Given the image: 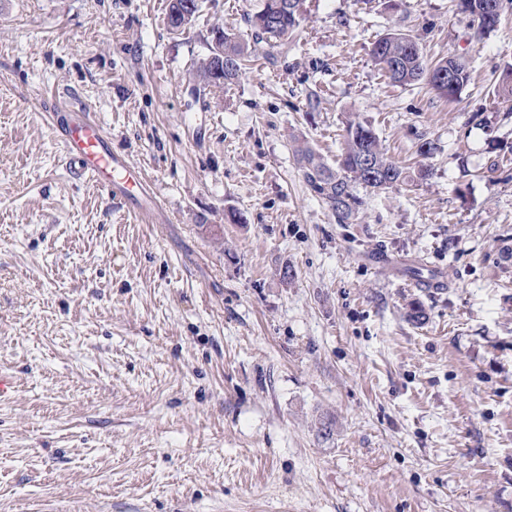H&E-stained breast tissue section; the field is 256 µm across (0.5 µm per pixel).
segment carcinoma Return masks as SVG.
Masks as SVG:
<instances>
[{
  "label": "carcinoma",
  "instance_id": "1",
  "mask_svg": "<svg viewBox=\"0 0 512 512\" xmlns=\"http://www.w3.org/2000/svg\"><path fill=\"white\" fill-rule=\"evenodd\" d=\"M189 0H170L168 24L173 27L177 22L188 26L200 4L186 11ZM286 0H264L260 11L249 17L250 35L255 43H267L274 46L288 40L300 24V16L288 12ZM215 46L224 48V83L238 79L245 66V47L236 37L223 30H214ZM411 37L402 33H388L377 39L372 47V56L380 66V71L390 81L407 85L426 80L437 95L453 99L444 91L440 83V74L448 72L446 61L430 67L424 59L421 48L408 50L407 42ZM303 164L304 175L311 189L334 211L340 224L353 223L364 206V200L355 186L361 185L374 191L386 190L406 183L408 175L403 167L390 160L383 149L373 127L368 123L348 122L342 152L336 158V168L327 166L312 149L304 147L298 150ZM371 159L380 169V176L371 178L362 167L365 159Z\"/></svg>",
  "mask_w": 512,
  "mask_h": 512
}]
</instances>
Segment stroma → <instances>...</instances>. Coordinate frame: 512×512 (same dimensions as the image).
<instances>
[{
    "label": "stroma",
    "mask_w": 512,
    "mask_h": 512,
    "mask_svg": "<svg viewBox=\"0 0 512 512\" xmlns=\"http://www.w3.org/2000/svg\"><path fill=\"white\" fill-rule=\"evenodd\" d=\"M457 3L304 0L219 91L213 31L263 0L184 32L169 0H0V512H512V0L484 33ZM393 31L465 57L458 99L382 75ZM56 105L171 223L71 172ZM350 120L414 179L340 224L297 150L335 165Z\"/></svg>",
    "instance_id": "obj_1"
}]
</instances>
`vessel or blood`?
<instances>
[{
    "label": "vessel or blood",
    "mask_w": 512,
    "mask_h": 512,
    "mask_svg": "<svg viewBox=\"0 0 512 512\" xmlns=\"http://www.w3.org/2000/svg\"><path fill=\"white\" fill-rule=\"evenodd\" d=\"M47 117L74 173L90 176L120 202L158 210L143 171L113 152L110 137L88 114L56 107Z\"/></svg>",
    "instance_id": "obj_1"
}]
</instances>
